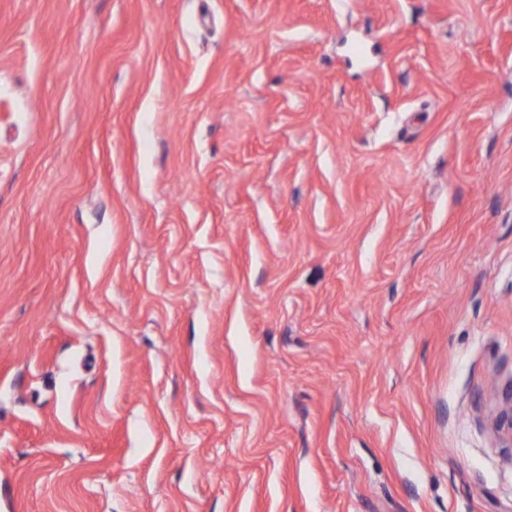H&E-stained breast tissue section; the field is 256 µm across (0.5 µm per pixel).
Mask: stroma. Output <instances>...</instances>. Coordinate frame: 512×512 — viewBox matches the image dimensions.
I'll return each mask as SVG.
<instances>
[{
    "label": "stroma",
    "mask_w": 512,
    "mask_h": 512,
    "mask_svg": "<svg viewBox=\"0 0 512 512\" xmlns=\"http://www.w3.org/2000/svg\"><path fill=\"white\" fill-rule=\"evenodd\" d=\"M512 0H0V512H512Z\"/></svg>",
    "instance_id": "35a3bbf8"
}]
</instances>
